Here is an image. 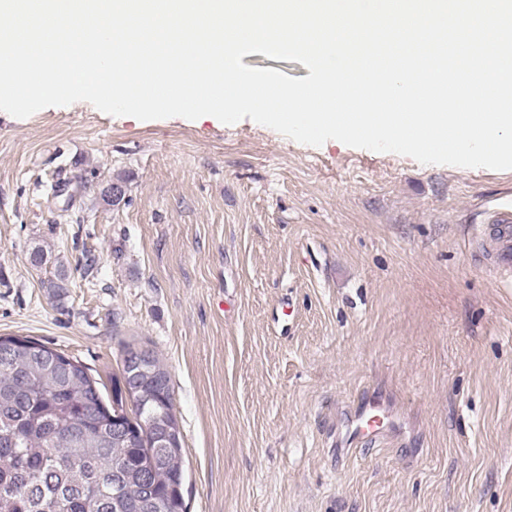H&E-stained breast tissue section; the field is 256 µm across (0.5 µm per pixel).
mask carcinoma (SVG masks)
I'll return each instance as SVG.
<instances>
[{
	"mask_svg": "<svg viewBox=\"0 0 512 512\" xmlns=\"http://www.w3.org/2000/svg\"><path fill=\"white\" fill-rule=\"evenodd\" d=\"M143 439L112 433L90 368L27 337L0 336V512H187L170 376L154 351L130 367Z\"/></svg>",
	"mask_w": 512,
	"mask_h": 512,
	"instance_id": "1",
	"label": "carcinoma"
}]
</instances>
